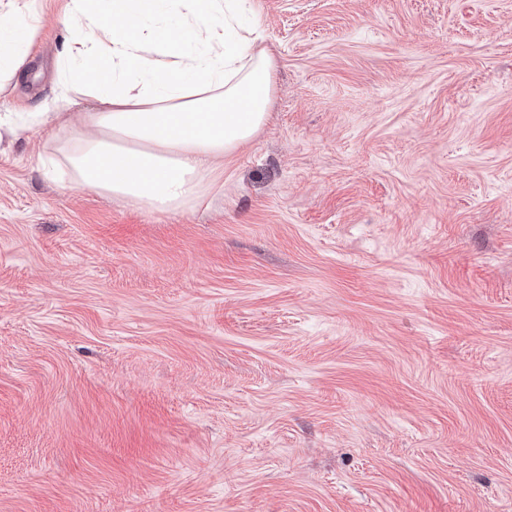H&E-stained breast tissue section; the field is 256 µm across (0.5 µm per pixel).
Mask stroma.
<instances>
[{"label":"stroma","instance_id":"obj_1","mask_svg":"<svg viewBox=\"0 0 512 512\" xmlns=\"http://www.w3.org/2000/svg\"><path fill=\"white\" fill-rule=\"evenodd\" d=\"M69 0L0 114L53 109ZM269 123L200 205L0 134V512H512V0H249Z\"/></svg>","mask_w":512,"mask_h":512}]
</instances>
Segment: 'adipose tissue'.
Masks as SVG:
<instances>
[{"label":"adipose tissue","mask_w":512,"mask_h":512,"mask_svg":"<svg viewBox=\"0 0 512 512\" xmlns=\"http://www.w3.org/2000/svg\"><path fill=\"white\" fill-rule=\"evenodd\" d=\"M63 101L91 112H39L58 144L45 175L152 213L199 205L213 164L269 118L274 55L243 0H71ZM37 27L0 8V71L19 69Z\"/></svg>","instance_id":"obj_1"}]
</instances>
